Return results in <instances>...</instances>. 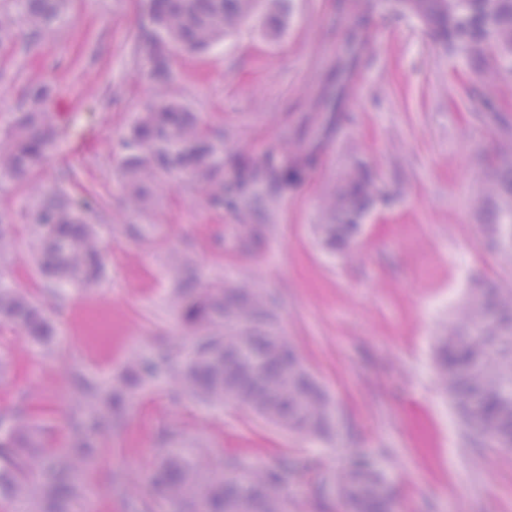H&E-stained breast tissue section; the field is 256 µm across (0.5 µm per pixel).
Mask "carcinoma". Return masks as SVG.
Masks as SVG:
<instances>
[{
  "label": "carcinoma",
  "instance_id": "cac0c4a2",
  "mask_svg": "<svg viewBox=\"0 0 512 512\" xmlns=\"http://www.w3.org/2000/svg\"><path fill=\"white\" fill-rule=\"evenodd\" d=\"M69 0H6L0 6V44L12 39L19 23L31 27L36 43L62 20ZM395 16L410 15L428 26L434 38L492 72L512 61V0H390ZM368 10L353 14L349 41L362 40ZM250 17L244 0H150L148 25L135 35L134 58L150 64L153 104L133 123L122 142L126 151L127 209L150 199V188L181 176L192 182L217 211L235 209L264 192L269 196L304 178L320 158L319 137L329 131V112L339 104L335 90L354 65L355 56L340 58L319 95L322 126L305 117L291 155L276 161L272 154L240 156L233 176L224 179V146L209 125L171 96L174 81L172 48L190 52L209 49ZM479 101V122L500 120L503 101L465 87ZM48 81L27 89L24 109L0 135V172L19 180L33 175L56 147V131L47 121L55 97ZM489 159L497 172L484 181V194L495 200L492 223L483 241L512 260V130ZM377 194L375 182L359 173L347 189L329 202L339 224H321L327 247L345 250ZM101 201L87 190L55 187L43 193L32 210L31 233L42 256L46 293L61 294L69 286L99 280L104 254L91 216ZM243 249L256 246L267 224H242ZM184 343L153 353H133L122 371L102 384L73 369L69 372L72 414L70 441L63 448H40L34 441L35 408L23 399L0 414V498L25 502L30 512H75L84 499L86 476L104 462L103 439L125 421L134 401L157 381L170 393L210 405L242 406L275 426L315 437L338 431L335 409L300 361L296 348L281 335L274 298L249 282L234 288L216 283L197 287L189 276L171 297ZM0 320L8 321L44 345L55 335L43 304L0 284ZM439 382L465 425L498 448H512V291L477 283L457 309L438 348ZM176 431L159 434V462L149 476L158 494L183 512H285L278 486L290 469L288 457L275 466H246L233 454L215 459L201 449L182 448ZM337 497L348 512H393V498L384 472L363 454L343 465L334 481Z\"/></svg>",
  "mask_w": 512,
  "mask_h": 512
}]
</instances>
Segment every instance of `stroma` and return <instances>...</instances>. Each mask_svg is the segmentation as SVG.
<instances>
[{
    "instance_id": "obj_1",
    "label": "stroma",
    "mask_w": 512,
    "mask_h": 512,
    "mask_svg": "<svg viewBox=\"0 0 512 512\" xmlns=\"http://www.w3.org/2000/svg\"><path fill=\"white\" fill-rule=\"evenodd\" d=\"M369 31L356 49L319 166L275 202L255 198L246 210L210 209L189 184L160 182L149 206L127 211L124 157L118 143L154 99L146 67L130 59L146 20L147 0H71L62 24L33 47L28 28L17 46L0 49V131L25 104L29 83H53L50 107L59 147L29 184L0 177V212L15 226L0 253V282L42 299L46 281L30 233L31 203L72 170L106 204L92 217L105 267L90 287L67 288L52 304L57 335L46 347L0 324V413L20 394L44 407L40 447L69 439L68 371L112 378L134 350L178 336L170 296L181 274L174 257L192 250L199 287L247 279L274 295L282 335L322 386L341 419L338 435H301L249 410L172 400L149 391L104 446L110 457L91 476L76 512H174L148 476L158 462L157 435L179 431L184 442L248 464L288 456L293 469L279 487L286 512H343L337 496L316 487L357 453L372 455L397 497V512H512V448H491L469 434L437 383L436 350L455 306L474 276L512 289V263L479 243L488 210L476 207V175L489 174L498 132L474 120L464 81L512 103V84L485 78L477 64L437 42L411 16L388 17L373 0ZM348 0H288L279 30L249 20L207 52L173 49L172 93L224 135V162L278 151L295 140L302 118L347 45ZM364 170L391 199L371 204L351 253L326 249L318 225L335 223L323 207L347 174ZM270 225L243 251L239 226ZM141 225L130 238L123 223ZM112 324L105 345L87 342L89 324Z\"/></svg>"
}]
</instances>
